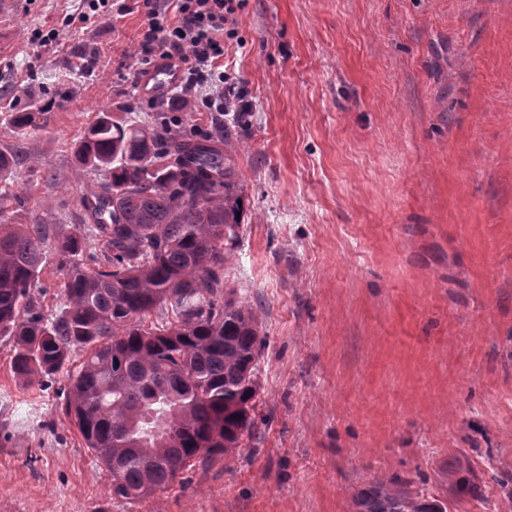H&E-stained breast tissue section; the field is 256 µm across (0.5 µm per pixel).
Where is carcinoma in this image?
<instances>
[{
	"label": "carcinoma",
	"instance_id": "1",
	"mask_svg": "<svg viewBox=\"0 0 512 512\" xmlns=\"http://www.w3.org/2000/svg\"><path fill=\"white\" fill-rule=\"evenodd\" d=\"M18 112L13 127H39ZM75 156L103 175L83 200L90 223L50 235L4 218L0 192V337L25 384L66 372L63 407L109 472L112 493L140 501L200 458L228 456L252 432L265 333L250 302L226 287L243 230L244 174L227 139L120 122L104 112ZM63 305L33 297L48 252ZM83 352L79 368L71 355ZM469 470L455 492L482 495ZM354 512H448L396 478L352 498Z\"/></svg>",
	"mask_w": 512,
	"mask_h": 512
}]
</instances>
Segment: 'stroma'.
Instances as JSON below:
<instances>
[{
    "label": "stroma",
    "instance_id": "35a3bbf8",
    "mask_svg": "<svg viewBox=\"0 0 512 512\" xmlns=\"http://www.w3.org/2000/svg\"><path fill=\"white\" fill-rule=\"evenodd\" d=\"M78 5L0 11L17 222H81L100 179L75 148L100 113L224 131L174 92L134 104L143 8L67 25ZM234 28L224 75L253 108L226 278L262 304L252 433L115 498L62 412L64 375L23 385L0 339V512H350L391 477L448 512H512V0H243ZM39 29L58 40L36 49ZM18 112L39 127L17 135ZM465 468L483 496L454 495Z\"/></svg>",
    "mask_w": 512,
    "mask_h": 512
}]
</instances>
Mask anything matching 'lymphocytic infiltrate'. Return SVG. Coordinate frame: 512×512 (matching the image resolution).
I'll use <instances>...</instances> for the list:
<instances>
[{"label":"lymphocytic infiltrate","instance_id":"1","mask_svg":"<svg viewBox=\"0 0 512 512\" xmlns=\"http://www.w3.org/2000/svg\"><path fill=\"white\" fill-rule=\"evenodd\" d=\"M145 26L139 51L138 76L159 61L169 60L183 71L182 91L194 100L235 98L234 89L216 87L204 93L209 79L223 80L224 30L241 0H142Z\"/></svg>","mask_w":512,"mask_h":512}]
</instances>
